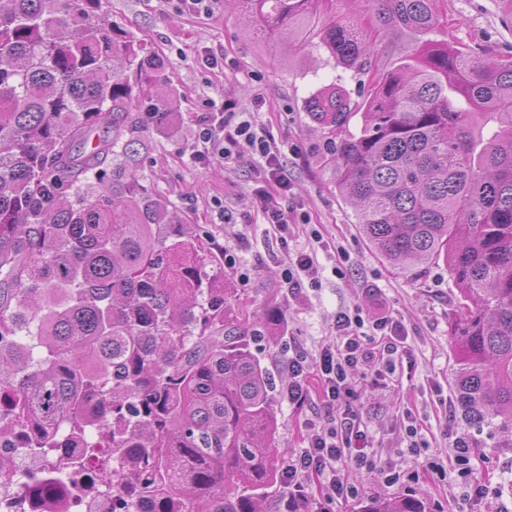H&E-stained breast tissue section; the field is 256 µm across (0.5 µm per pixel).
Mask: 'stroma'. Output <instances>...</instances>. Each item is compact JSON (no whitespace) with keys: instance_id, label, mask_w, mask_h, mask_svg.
I'll use <instances>...</instances> for the list:
<instances>
[{"instance_id":"obj_1","label":"stroma","mask_w":512,"mask_h":512,"mask_svg":"<svg viewBox=\"0 0 512 512\" xmlns=\"http://www.w3.org/2000/svg\"><path fill=\"white\" fill-rule=\"evenodd\" d=\"M441 11L448 17V42L480 46L493 56L512 51V28L504 23L500 0H443ZM109 13L114 23L153 47L175 91L172 126L147 135L144 179L169 218L190 225L198 241L216 255L227 250L235 254L237 264L225 267L223 279L233 291L232 305L259 319L269 308L281 310L277 329L251 344L277 386L288 382L285 346L292 342L315 355L333 341L339 311L357 308L367 317L380 308L401 319L408 330L412 366L397 369L389 386L364 388L350 404L366 418L379 454L402 467H414L416 476L382 490L373 474L349 469L346 480L361 494L336 502L330 512H359L368 500L399 495L422 499L427 512H473L458 486L434 480L425 470L429 458L445 454L457 437L477 444L481 460L475 479L485 482L495 502L512 512V448L496 447L487 430L470 425L460 414H447L443 405L453 393L457 368L448 325L457 290L445 262L414 278L371 249L356 224L354 207L337 197L320 161L325 134L303 110L305 99L324 85L335 83L354 94L370 83L372 72L344 69L324 50H301L287 37L260 34L238 0H221L210 17L178 12L168 0H109ZM208 50L222 51L223 68L205 66ZM227 100L253 112L281 148L295 201L314 219L313 227H300V237L308 238L316 230L328 245L319 256V286L303 288L295 297L287 296L280 278L291 252L254 221L252 191L263 184L264 171L243 160L221 164L193 159L198 149L195 131L202 118ZM226 208L234 213L233 223L221 221ZM339 264L345 271L341 277L333 271ZM245 268L251 273L246 281L240 277ZM403 407L423 426L426 446L415 460L405 454L407 441L397 418ZM274 410L279 447H301L310 406L288 405L278 394Z\"/></svg>"}]
</instances>
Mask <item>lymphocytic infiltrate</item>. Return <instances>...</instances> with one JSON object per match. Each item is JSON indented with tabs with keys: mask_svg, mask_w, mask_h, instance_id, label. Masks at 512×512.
Instances as JSON below:
<instances>
[{
	"mask_svg": "<svg viewBox=\"0 0 512 512\" xmlns=\"http://www.w3.org/2000/svg\"><path fill=\"white\" fill-rule=\"evenodd\" d=\"M220 119L204 123L197 139L201 160L229 161L248 152L252 160L266 173L263 187L254 189L258 202L257 218L268 225L280 244H288L297 226L307 225L311 217L293 203V184L281 161L278 145L265 133L254 113L227 101L221 106ZM324 242L313 235L307 247L299 249L281 279L288 290L319 283L317 251ZM408 332L397 317L382 312L371 320L360 313L342 312L336 316V339L321 348L316 358H309L298 346H291L285 359L288 384L283 398L300 407L310 398L308 375H316L322 401L317 412L306 422L302 447L293 449L283 468L287 496L282 512H301L309 501L311 481H318L320 495L326 504L345 501L356 494L344 472L357 466L375 473L382 485L413 480L414 470L396 467L390 460L379 457L374 438L359 412L346 406L347 398L358 396L362 385L357 377L360 368L371 371V387L384 386L394 375L397 365L409 355L405 347ZM476 450L462 437L455 438L449 459L432 460L428 468L439 478L456 477L467 483L466 493L474 504L485 505L488 486L470 483Z\"/></svg>",
	"mask_w": 512,
	"mask_h": 512,
	"instance_id": "f902f5d3",
	"label": "lymphocytic infiltrate"
}]
</instances>
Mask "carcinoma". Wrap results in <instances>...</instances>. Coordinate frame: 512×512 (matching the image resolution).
I'll list each match as a JSON object with an SVG mask.
<instances>
[{
    "label": "carcinoma",
    "mask_w": 512,
    "mask_h": 512,
    "mask_svg": "<svg viewBox=\"0 0 512 512\" xmlns=\"http://www.w3.org/2000/svg\"><path fill=\"white\" fill-rule=\"evenodd\" d=\"M242 2L269 33L372 66L357 24L318 25L323 0ZM363 2L379 33L438 31V0ZM106 5L0 0V484L17 438L45 462L27 482L39 500L90 464L112 512H263L282 486L276 382L214 254L143 184L144 134L170 125L174 91ZM359 97L333 84L306 99L324 167L390 265L419 278L446 260L458 402L512 448V64L428 40Z\"/></svg>",
    "instance_id": "cac0c4a2"
}]
</instances>
